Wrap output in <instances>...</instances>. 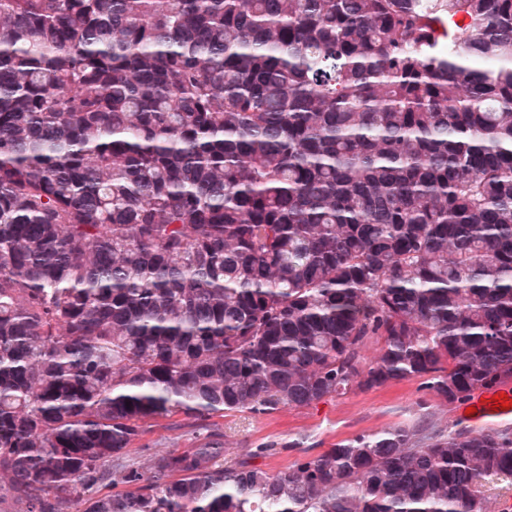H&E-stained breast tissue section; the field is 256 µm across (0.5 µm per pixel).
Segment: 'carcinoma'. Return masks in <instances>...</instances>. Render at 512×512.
I'll list each match as a JSON object with an SVG mask.
<instances>
[{"instance_id": "cac0c4a2", "label": "carcinoma", "mask_w": 512, "mask_h": 512, "mask_svg": "<svg viewBox=\"0 0 512 512\" xmlns=\"http://www.w3.org/2000/svg\"><path fill=\"white\" fill-rule=\"evenodd\" d=\"M415 378L512 382V0H0V502L484 512L507 431L129 463Z\"/></svg>"}]
</instances>
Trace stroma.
<instances>
[{"mask_svg": "<svg viewBox=\"0 0 512 512\" xmlns=\"http://www.w3.org/2000/svg\"><path fill=\"white\" fill-rule=\"evenodd\" d=\"M463 403H449L410 379L363 392L329 398L309 407H282L266 413L237 412L211 418L176 415L140 437L134 460L179 451L212 433L224 435L225 464L255 453L256 464L276 472L318 456L336 443L392 427H425L448 433L472 430Z\"/></svg>", "mask_w": 512, "mask_h": 512, "instance_id": "stroma-1", "label": "stroma"}]
</instances>
